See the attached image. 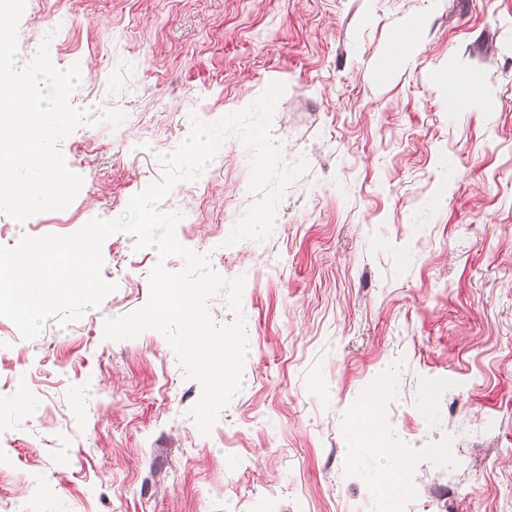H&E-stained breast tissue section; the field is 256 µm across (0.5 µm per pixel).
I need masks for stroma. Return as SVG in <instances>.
I'll return each mask as SVG.
<instances>
[{
	"label": "stroma",
	"instance_id": "35a3bbf8",
	"mask_svg": "<svg viewBox=\"0 0 512 512\" xmlns=\"http://www.w3.org/2000/svg\"><path fill=\"white\" fill-rule=\"evenodd\" d=\"M414 18L408 62L381 74ZM45 41L80 67L90 115L60 150L84 182L65 209L0 213L1 245L120 217L193 120L273 82L282 162L308 169L267 238L220 256L256 200L238 135L159 205L218 274L252 272L244 385L209 434L163 334L104 336L149 298L157 254L132 236L105 240L117 288L80 319L27 340L0 317V512H382L394 460L355 448L348 415L390 361L403 512H512V0H26L18 67ZM449 73L483 97L449 112ZM386 453H391L397 463L382 472L376 477V483L379 490L380 498L384 505L388 507L397 505L404 497L407 489V474L412 466V461L407 457L402 448H386Z\"/></svg>",
	"mask_w": 512,
	"mask_h": 512
}]
</instances>
